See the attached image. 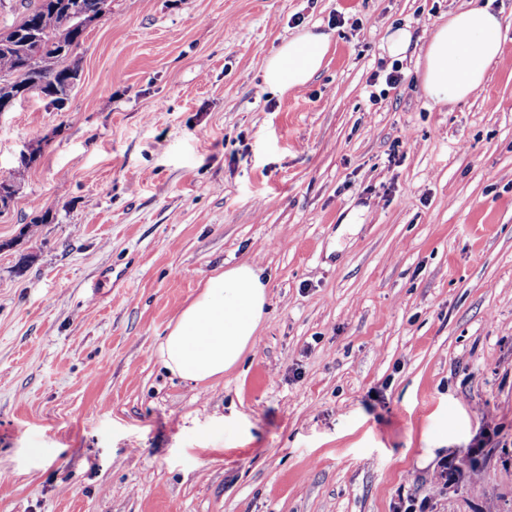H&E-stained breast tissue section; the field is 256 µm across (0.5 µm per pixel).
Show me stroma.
Returning a JSON list of instances; mask_svg holds the SVG:
<instances>
[{"mask_svg": "<svg viewBox=\"0 0 512 512\" xmlns=\"http://www.w3.org/2000/svg\"><path fill=\"white\" fill-rule=\"evenodd\" d=\"M486 3L501 59L434 105L428 35ZM313 26L321 70L262 92ZM73 57L64 104L0 118V512H512V0H111ZM242 262L254 345L169 374V325ZM303 29L284 40L266 59L265 90L283 94L306 85L322 68L330 48L327 34Z\"/></svg>", "mask_w": 512, "mask_h": 512, "instance_id": "1", "label": "stroma"}]
</instances>
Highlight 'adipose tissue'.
<instances>
[{
  "mask_svg": "<svg viewBox=\"0 0 512 512\" xmlns=\"http://www.w3.org/2000/svg\"><path fill=\"white\" fill-rule=\"evenodd\" d=\"M500 29L494 10L474 5L452 13L432 31L417 66L433 104L462 101L484 83L490 64L502 54ZM329 48L328 35L312 29L284 40L265 61L266 90L282 94L306 85L321 69ZM267 302L268 287L251 264L210 276L160 343L161 365L190 382L221 377L255 343Z\"/></svg>",
  "mask_w": 512,
  "mask_h": 512,
  "instance_id": "adipose-tissue-1",
  "label": "adipose tissue"
}]
</instances>
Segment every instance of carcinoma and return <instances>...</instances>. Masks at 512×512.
I'll return each mask as SVG.
<instances>
[{
  "label": "carcinoma",
  "mask_w": 512,
  "mask_h": 512,
  "mask_svg": "<svg viewBox=\"0 0 512 512\" xmlns=\"http://www.w3.org/2000/svg\"><path fill=\"white\" fill-rule=\"evenodd\" d=\"M106 14L104 0H36L9 29L10 46L0 44V105L23 95L44 94L61 102L79 77L70 63L87 28ZM34 29V42L24 32Z\"/></svg>",
  "instance_id": "cac0c4a2"
}]
</instances>
